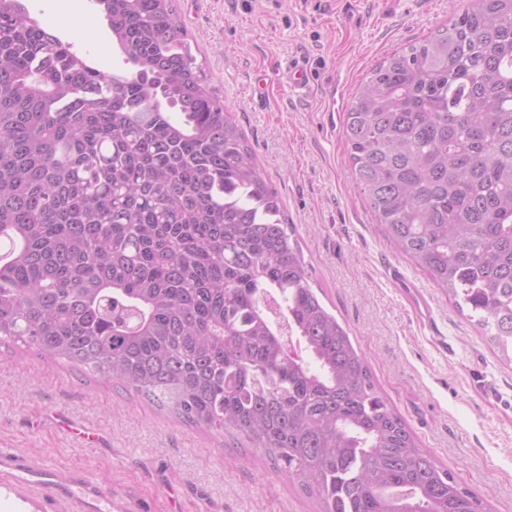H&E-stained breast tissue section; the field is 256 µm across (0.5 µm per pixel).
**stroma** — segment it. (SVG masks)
<instances>
[{
  "label": "stroma",
  "mask_w": 512,
  "mask_h": 512,
  "mask_svg": "<svg viewBox=\"0 0 512 512\" xmlns=\"http://www.w3.org/2000/svg\"><path fill=\"white\" fill-rule=\"evenodd\" d=\"M471 0H172L206 81L233 112L279 193L315 287L351 330L382 395L433 459L512 512V367L386 237L356 187L343 135L353 91L387 55ZM28 11L86 62L132 72L96 0ZM311 88L289 92L288 69ZM398 269L396 284L387 275ZM80 467L127 512H320L261 451L182 424L105 379L23 347L0 348V446Z\"/></svg>",
  "instance_id": "obj_1"
}]
</instances>
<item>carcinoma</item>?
<instances>
[{
  "label": "carcinoma",
  "mask_w": 512,
  "mask_h": 512,
  "mask_svg": "<svg viewBox=\"0 0 512 512\" xmlns=\"http://www.w3.org/2000/svg\"><path fill=\"white\" fill-rule=\"evenodd\" d=\"M96 2L123 77L0 0V344L232 434L322 512H486L311 287L170 0ZM343 134L388 237L512 362V0L387 56Z\"/></svg>",
  "instance_id": "carcinoma-1"
}]
</instances>
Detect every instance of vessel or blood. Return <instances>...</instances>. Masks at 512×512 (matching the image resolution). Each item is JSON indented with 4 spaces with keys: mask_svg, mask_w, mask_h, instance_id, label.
<instances>
[{
    "mask_svg": "<svg viewBox=\"0 0 512 512\" xmlns=\"http://www.w3.org/2000/svg\"><path fill=\"white\" fill-rule=\"evenodd\" d=\"M0 494L16 512H117L102 482L77 469L36 464L16 449L0 448Z\"/></svg>",
    "mask_w": 512,
    "mask_h": 512,
    "instance_id": "b4317fda",
    "label": "vessel or blood"
}]
</instances>
